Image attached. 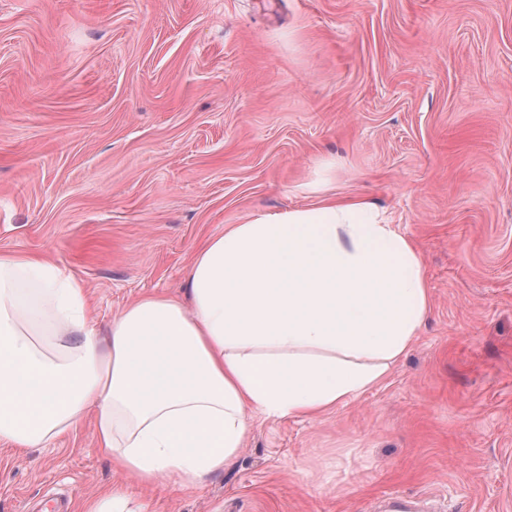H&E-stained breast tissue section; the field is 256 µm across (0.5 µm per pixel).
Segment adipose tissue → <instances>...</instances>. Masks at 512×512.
<instances>
[{
	"mask_svg": "<svg viewBox=\"0 0 512 512\" xmlns=\"http://www.w3.org/2000/svg\"><path fill=\"white\" fill-rule=\"evenodd\" d=\"M309 190L211 237L189 303L143 296L104 341L74 274L0 251V440L37 447L93 406L141 484L197 482L234 464L252 413L313 420L380 386L429 312L423 257L374 203Z\"/></svg>",
	"mask_w": 512,
	"mask_h": 512,
	"instance_id": "ef3b65f1",
	"label": "adipose tissue"
}]
</instances>
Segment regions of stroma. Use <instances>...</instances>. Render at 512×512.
<instances>
[{
	"label": "stroma",
	"instance_id": "stroma-1",
	"mask_svg": "<svg viewBox=\"0 0 512 512\" xmlns=\"http://www.w3.org/2000/svg\"><path fill=\"white\" fill-rule=\"evenodd\" d=\"M327 194L384 209L431 305L379 387L253 415L232 467L145 487L87 410L0 441V512H512V0H0V249L79 278L90 318L183 296L209 238Z\"/></svg>",
	"mask_w": 512,
	"mask_h": 512
}]
</instances>
